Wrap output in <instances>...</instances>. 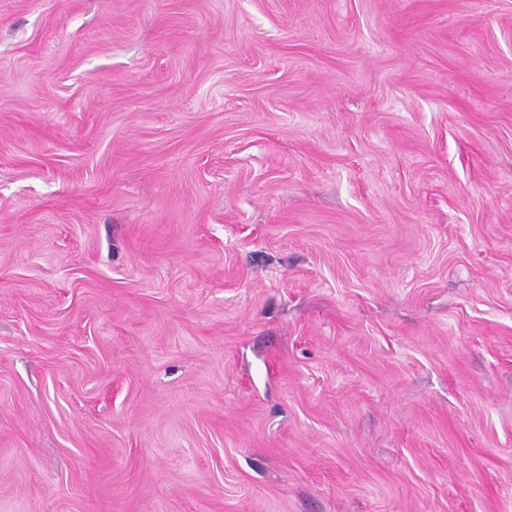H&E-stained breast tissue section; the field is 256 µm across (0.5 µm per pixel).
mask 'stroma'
<instances>
[{"instance_id":"stroma-1","label":"stroma","mask_w":512,"mask_h":512,"mask_svg":"<svg viewBox=\"0 0 512 512\" xmlns=\"http://www.w3.org/2000/svg\"><path fill=\"white\" fill-rule=\"evenodd\" d=\"M0 512H512V0H0Z\"/></svg>"}]
</instances>
